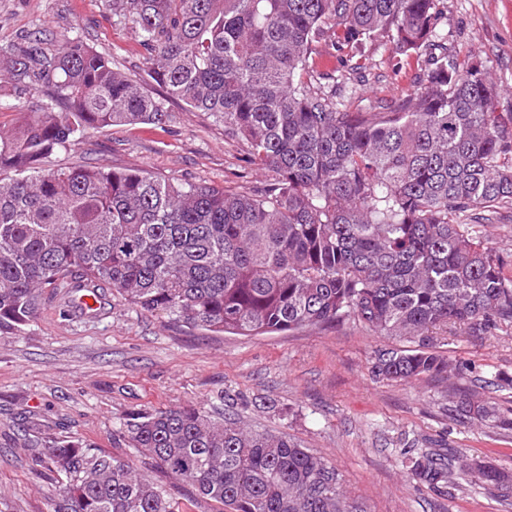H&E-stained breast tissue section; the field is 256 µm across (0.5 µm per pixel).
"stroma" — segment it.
Returning <instances> with one entry per match:
<instances>
[{"label":"stroma","mask_w":512,"mask_h":512,"mask_svg":"<svg viewBox=\"0 0 512 512\" xmlns=\"http://www.w3.org/2000/svg\"><path fill=\"white\" fill-rule=\"evenodd\" d=\"M438 28L448 50L482 60L500 88L497 108L512 112V0H444ZM38 27L80 35L121 69L143 74L144 51L102 0H0V42ZM342 29L315 45L318 71L336 76V92L363 108L409 92L417 71L394 73L388 49L373 56L364 79L349 77L338 48ZM164 126L94 131L58 152L53 164L142 168L162 177L253 190L266 176L245 161V147L222 123L168 102ZM397 339L348 319L326 329L273 336H234L173 324L107 296L97 314L61 310L47 300L15 334L0 333V512H50L60 477L18 447L22 420L42 436H79L99 451L155 474L151 461L126 446L127 414L198 404L223 406L253 427L286 431L316 449L342 474L349 495L368 512H512L496 490L465 478L451 494L414 480L406 448H457L468 457L512 469V434L460 423L448 388L483 389L512 408V328L484 336L442 333L437 345L460 368L452 380L412 383L371 374L376 350Z\"/></svg>","instance_id":"35a3bbf8"}]
</instances>
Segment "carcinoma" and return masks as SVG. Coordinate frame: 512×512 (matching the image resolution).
I'll return each instance as SVG.
<instances>
[{
	"mask_svg": "<svg viewBox=\"0 0 512 512\" xmlns=\"http://www.w3.org/2000/svg\"><path fill=\"white\" fill-rule=\"evenodd\" d=\"M146 52V76L80 36L20 32L0 43V93L19 125L0 134V333L45 296H120L142 313L238 336L323 329L353 317L408 345L377 351L374 376L449 378L436 350L453 326H512V256L481 225L512 211V112L484 62L448 53L443 0H103ZM343 28L347 72L381 47L419 62L394 105L351 110L312 46ZM164 99L224 124L269 173L238 191L138 168L49 166L94 130L165 122ZM40 97H35V94ZM463 423L512 431V415L452 389ZM128 447L189 482L216 512H366L323 456L195 405L129 414ZM66 476L51 512H190L129 462L75 437L31 440ZM411 475L443 488L472 477L504 494L512 473L457 449L404 450Z\"/></svg>",
	"mask_w": 512,
	"mask_h": 512,
	"instance_id": "obj_1",
	"label": "carcinoma"
}]
</instances>
